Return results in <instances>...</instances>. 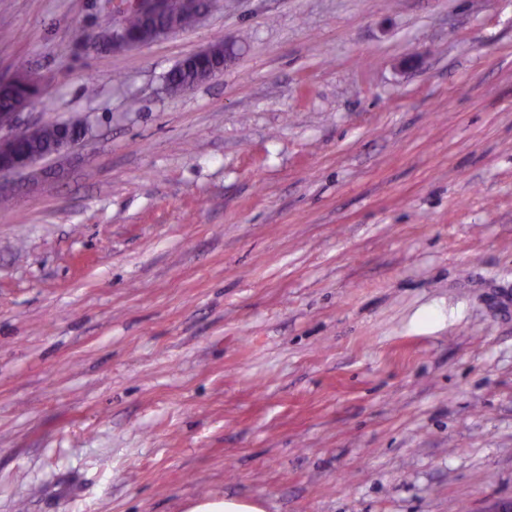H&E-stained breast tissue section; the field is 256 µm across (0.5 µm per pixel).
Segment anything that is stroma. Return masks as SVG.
Returning <instances> with one entry per match:
<instances>
[{"label": "stroma", "instance_id": "obj_1", "mask_svg": "<svg viewBox=\"0 0 512 512\" xmlns=\"http://www.w3.org/2000/svg\"><path fill=\"white\" fill-rule=\"evenodd\" d=\"M111 24L0 0L21 124L92 125L0 207V512L511 497L512 0H212L122 53ZM263 505L252 499L224 497L220 501H201L187 512H264Z\"/></svg>", "mask_w": 512, "mask_h": 512}]
</instances>
